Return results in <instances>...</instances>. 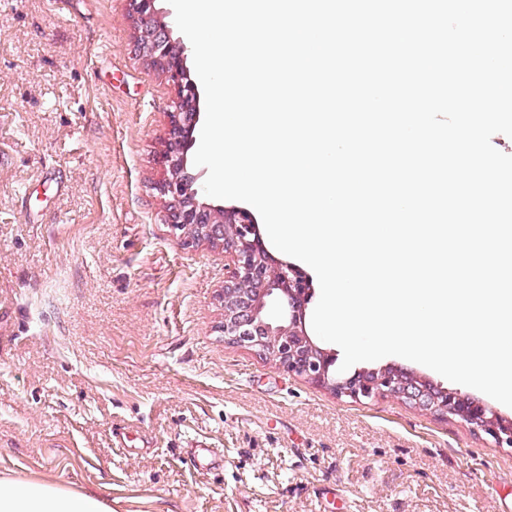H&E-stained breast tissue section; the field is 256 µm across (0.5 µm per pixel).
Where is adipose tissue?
Returning a JSON list of instances; mask_svg holds the SVG:
<instances>
[{
	"mask_svg": "<svg viewBox=\"0 0 512 512\" xmlns=\"http://www.w3.org/2000/svg\"><path fill=\"white\" fill-rule=\"evenodd\" d=\"M0 512H112L97 495L62 484L0 476Z\"/></svg>",
	"mask_w": 512,
	"mask_h": 512,
	"instance_id": "adipose-tissue-1",
	"label": "adipose tissue"
}]
</instances>
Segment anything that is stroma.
<instances>
[{
	"mask_svg": "<svg viewBox=\"0 0 512 512\" xmlns=\"http://www.w3.org/2000/svg\"><path fill=\"white\" fill-rule=\"evenodd\" d=\"M174 97L127 0H0V474L112 512H512V447L225 344L224 251L156 189Z\"/></svg>",
	"mask_w": 512,
	"mask_h": 512,
	"instance_id": "stroma-1",
	"label": "stroma"
}]
</instances>
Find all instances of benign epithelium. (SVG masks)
<instances>
[{
    "instance_id": "1",
    "label": "benign epithelium",
    "mask_w": 512,
    "mask_h": 512,
    "mask_svg": "<svg viewBox=\"0 0 512 512\" xmlns=\"http://www.w3.org/2000/svg\"><path fill=\"white\" fill-rule=\"evenodd\" d=\"M156 2L129 0L130 12L138 23L140 52L167 76L175 91L160 157L165 176L157 190L167 202L168 223L184 244L208 242L224 248V341L248 347L338 396L358 399L388 393L417 408L457 417L511 447L512 421L466 395L437 389L412 373L392 367L344 377L332 373L334 354L314 343L305 328L306 306L312 297L308 280L296 267L270 258L248 210L205 202L204 185L188 160L199 121L198 87L187 66V47L172 40L169 23ZM271 298L288 307L279 319L268 315Z\"/></svg>"
}]
</instances>
